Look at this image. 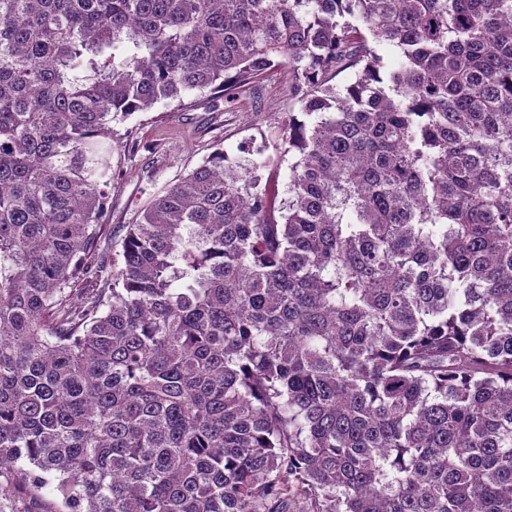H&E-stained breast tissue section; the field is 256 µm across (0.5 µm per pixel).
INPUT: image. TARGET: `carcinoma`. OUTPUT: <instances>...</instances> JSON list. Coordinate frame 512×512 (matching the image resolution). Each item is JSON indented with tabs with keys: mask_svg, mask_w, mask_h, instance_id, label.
<instances>
[{
	"mask_svg": "<svg viewBox=\"0 0 512 512\" xmlns=\"http://www.w3.org/2000/svg\"><path fill=\"white\" fill-rule=\"evenodd\" d=\"M275 69L286 192L217 149L93 264L112 122ZM2 469L57 512H512V0H0Z\"/></svg>",
	"mask_w": 512,
	"mask_h": 512,
	"instance_id": "1",
	"label": "carcinoma"
}]
</instances>
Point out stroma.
Instances as JSON below:
<instances>
[{
    "label": "stroma",
    "mask_w": 512,
    "mask_h": 512,
    "mask_svg": "<svg viewBox=\"0 0 512 512\" xmlns=\"http://www.w3.org/2000/svg\"><path fill=\"white\" fill-rule=\"evenodd\" d=\"M288 87L281 73L235 89L233 97L205 93L184 106H160L112 124V184L100 254L121 250L126 225L158 194L187 175L216 149L236 156L241 143L269 160L280 189H287L292 158L286 153Z\"/></svg>",
    "instance_id": "35a3bbf8"
}]
</instances>
